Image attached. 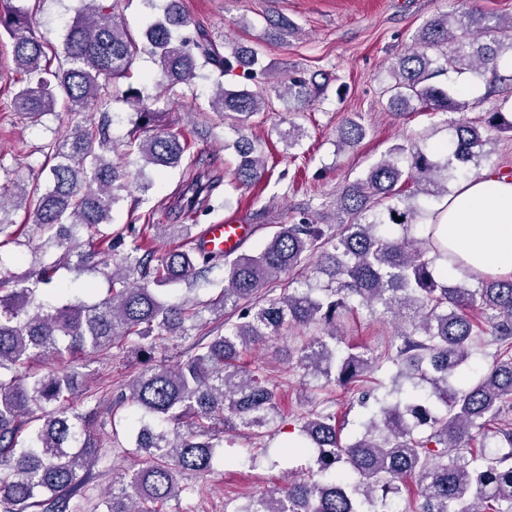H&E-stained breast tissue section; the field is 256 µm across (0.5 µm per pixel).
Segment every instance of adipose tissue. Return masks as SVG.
I'll list each match as a JSON object with an SVG mask.
<instances>
[{
	"instance_id": "ef3b65f1",
	"label": "adipose tissue",
	"mask_w": 512,
	"mask_h": 512,
	"mask_svg": "<svg viewBox=\"0 0 512 512\" xmlns=\"http://www.w3.org/2000/svg\"><path fill=\"white\" fill-rule=\"evenodd\" d=\"M435 222L475 278L512 274V179L486 173L455 185Z\"/></svg>"
}]
</instances>
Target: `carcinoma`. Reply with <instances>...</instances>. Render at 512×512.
<instances>
[{
    "label": "carcinoma",
    "instance_id": "carcinoma-1",
    "mask_svg": "<svg viewBox=\"0 0 512 512\" xmlns=\"http://www.w3.org/2000/svg\"><path fill=\"white\" fill-rule=\"evenodd\" d=\"M81 2L54 69L48 41L33 30V11L9 0L0 8V37L8 36L26 76L14 111L37 119L59 103L78 116L91 105L107 108L141 52L171 85L192 84L208 66L221 76L234 66L270 75L256 48L227 43L220 52L181 0H166L139 39L116 13L119 0ZM489 31L498 37L478 42ZM503 60L512 61V15L492 25L479 9L437 14L391 62L387 107L461 112L465 103L429 80L451 69L497 81ZM273 98L299 112L311 89L301 77L251 89L219 83L208 104L241 130ZM126 99L135 124L148 132L128 143L127 155L158 176L185 160L192 167L191 146L166 128L165 113L145 107L131 89ZM452 126L450 144H398L346 184L336 223L279 224L257 252L235 256L193 246L185 224L112 231L111 213L128 183L123 166L107 157L112 144L104 125L79 122L55 138L46 187L37 178L0 186V215L24 209L39 247L62 250L30 271L0 273V512H80L75 497L99 460L101 437L116 435L115 416L127 406L129 453L142 463L100 497L96 510L162 512L189 490L183 476L214 470L220 434L267 428L283 417L278 387L244 366L241 353L284 329L314 332L291 350L305 377L302 397L337 387L373 406L347 441L329 408L300 415L294 451L311 455L317 469L257 492L238 512H388L399 500L405 512H512V275L481 278L475 289L448 285L438 261H462L428 223L430 206L448 196V185L479 165L488 133L511 132L512 121L496 109L480 124L458 119ZM364 137L363 126L350 120L338 131V146L353 148ZM234 147V179L246 188L265 175V161L247 138ZM222 183L216 174L204 184L195 175L175 206L209 209ZM152 230L184 244L158 257L144 243ZM111 254L118 259L98 303L72 300L55 280L60 267L94 271ZM220 258L224 288L216 298L171 299V286L206 278ZM301 266L309 269L305 283L272 287ZM359 308L408 318L387 353L342 347V323ZM211 316L224 317V333L206 330ZM191 337L176 363L156 359L170 341ZM485 343L496 347V358L476 376L472 351ZM126 350L139 365L127 391L89 409L80 408L75 368H36L40 360ZM385 362L395 373L381 392L367 383Z\"/></svg>",
    "mask_w": 512,
    "mask_h": 512
}]
</instances>
